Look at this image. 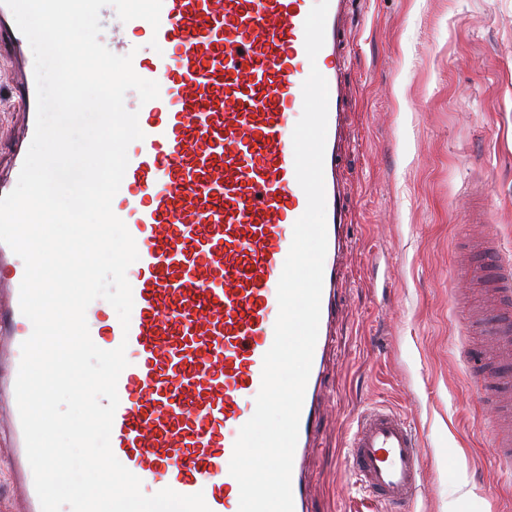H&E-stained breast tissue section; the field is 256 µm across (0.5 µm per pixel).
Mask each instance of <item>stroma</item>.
<instances>
[{
	"mask_svg": "<svg viewBox=\"0 0 512 512\" xmlns=\"http://www.w3.org/2000/svg\"><path fill=\"white\" fill-rule=\"evenodd\" d=\"M354 189L345 308L317 442L315 512H363L344 467L357 418L386 407L415 428L427 467L417 512H512V468L489 445L494 410L466 368L481 280L457 261L498 240L512 260V0H358L348 32ZM0 44V168L23 123Z\"/></svg>",
	"mask_w": 512,
	"mask_h": 512,
	"instance_id": "1",
	"label": "stroma"
}]
</instances>
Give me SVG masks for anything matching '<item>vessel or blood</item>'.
I'll return each instance as SVG.
<instances>
[{"mask_svg": "<svg viewBox=\"0 0 512 512\" xmlns=\"http://www.w3.org/2000/svg\"><path fill=\"white\" fill-rule=\"evenodd\" d=\"M315 0H163L160 25L127 22L138 47L137 75L159 96L140 106L144 139L132 142L112 210L133 237L138 259L126 277L129 327L114 309L90 304L101 349L125 347L113 454L143 486L202 493L210 512H238L229 471L234 443L252 417L263 357L274 341L277 286L304 213L292 133L302 85L318 68L328 85L324 157L327 252L321 317L301 410L291 475L294 512H313L312 463L328 402L327 364L343 309L344 257L352 193L343 173L350 118L347 24L354 0H329L325 44L305 50L304 22ZM13 65L26 122L0 196L16 186L35 132L34 57L10 9L0 5V42ZM0 243V427L13 439L16 512H42L15 397L22 343L32 333L20 311L23 267ZM492 305L512 311V268L494 277ZM485 364L512 367V322L480 348ZM490 446L512 459V407L489 426ZM346 469L376 506L413 504L425 467L418 436L398 413L374 408L357 421Z\"/></svg>", "mask_w": 512, "mask_h": 512, "instance_id": "vessel-or-blood-1", "label": "vessel or blood"}]
</instances>
